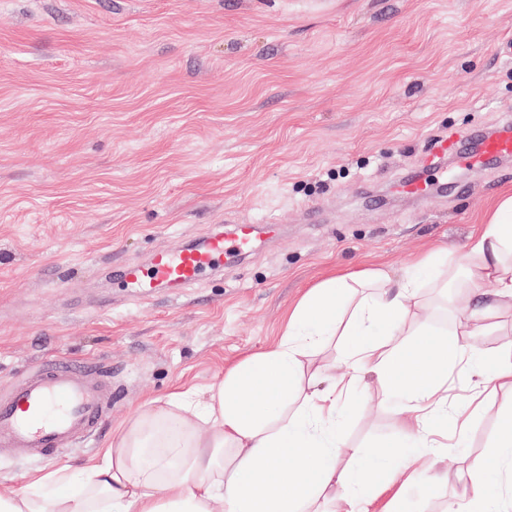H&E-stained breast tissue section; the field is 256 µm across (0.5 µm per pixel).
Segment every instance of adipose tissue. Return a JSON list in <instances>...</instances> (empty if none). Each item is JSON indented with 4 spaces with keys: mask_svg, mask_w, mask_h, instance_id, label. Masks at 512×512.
<instances>
[{
    "mask_svg": "<svg viewBox=\"0 0 512 512\" xmlns=\"http://www.w3.org/2000/svg\"><path fill=\"white\" fill-rule=\"evenodd\" d=\"M427 286L461 289L465 336L512 304V194L489 207L460 259L436 254L400 276L375 268L323 280L293 307L280 341L239 360L209 399L184 390L152 400L101 462L1 491L0 512H305L321 496L336 498L337 512L356 498L371 505L379 476L412 479L418 443L436 447L429 422L472 426L481 407L470 398L449 406V373L475 374L490 395L512 392V354L489 362L456 342L409 339ZM337 334L348 338L344 357L304 375L305 357ZM368 375L399 406L411 442L395 456L368 448L349 468L339 462L338 418ZM503 480L506 492L493 491L477 468L454 512H512V471Z\"/></svg>",
    "mask_w": 512,
    "mask_h": 512,
    "instance_id": "ef3b65f1",
    "label": "adipose tissue"
}]
</instances>
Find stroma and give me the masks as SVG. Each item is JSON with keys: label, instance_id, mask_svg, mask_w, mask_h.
<instances>
[{"label": "stroma", "instance_id": "35a3bbf8", "mask_svg": "<svg viewBox=\"0 0 512 512\" xmlns=\"http://www.w3.org/2000/svg\"><path fill=\"white\" fill-rule=\"evenodd\" d=\"M512 0H0V395L50 358L108 374L88 444L0 456V489L100 461L149 400L207 393L280 337L321 280L453 256L512 193V161L459 172L439 138L512 117ZM434 185L418 203L405 177ZM234 224L246 260L188 288L122 291L123 263ZM339 453L400 437L363 381ZM512 393L485 399L462 452L408 490L446 512L503 464Z\"/></svg>", "mask_w": 512, "mask_h": 512}]
</instances>
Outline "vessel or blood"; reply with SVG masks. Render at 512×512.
Listing matches in <instances>:
<instances>
[{
	"label": "vessel or blood",
	"mask_w": 512,
	"mask_h": 512,
	"mask_svg": "<svg viewBox=\"0 0 512 512\" xmlns=\"http://www.w3.org/2000/svg\"><path fill=\"white\" fill-rule=\"evenodd\" d=\"M439 153L455 155L460 166L479 170L491 160L512 157V122H506L473 149L460 136L441 140ZM260 227L239 224L232 232L215 231L152 255L148 264L120 266L122 287L147 290L158 284L189 287L203 276L253 252ZM84 361L49 359L8 397L0 398V447L37 459L88 438L109 405Z\"/></svg>",
	"instance_id": "b4317fda"
}]
</instances>
